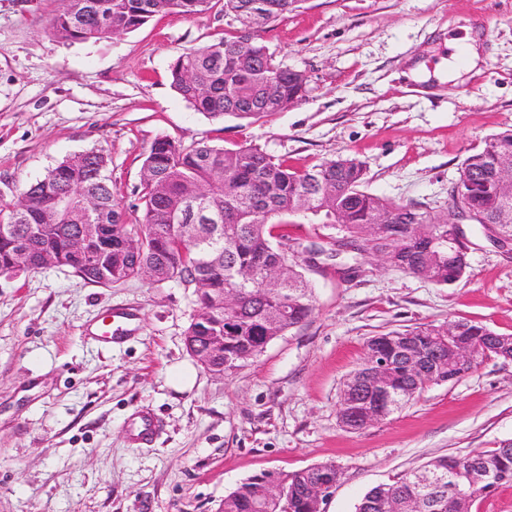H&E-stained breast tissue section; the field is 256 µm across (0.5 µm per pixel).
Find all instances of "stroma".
<instances>
[{
    "label": "stroma",
    "instance_id": "stroma-1",
    "mask_svg": "<svg viewBox=\"0 0 512 512\" xmlns=\"http://www.w3.org/2000/svg\"><path fill=\"white\" fill-rule=\"evenodd\" d=\"M62 0H0V197L10 200L62 159L111 158L128 223L152 143L252 144L295 168L361 161L365 188L432 213L464 158L512 128V0H298L260 29L277 63L305 73L302 101L260 119L213 120L171 87L181 53L238 33L214 0L206 14H159L100 41L62 43L48 22ZM482 35L480 73L427 93V77L466 28ZM466 275L436 285L380 258L319 256L304 267L312 317L228 375L188 352L197 307L177 283L109 287L67 268L0 275V512H219L247 478L331 461L341 471L324 512H355L372 487L443 455L512 440V360L489 358L455 383L429 385L402 411L352 431L337 418L343 384L368 337L466 319L512 335V254L477 224ZM133 323L95 340L107 310ZM192 370L187 386L176 370ZM157 423L134 443L135 416Z\"/></svg>",
    "mask_w": 512,
    "mask_h": 512
}]
</instances>
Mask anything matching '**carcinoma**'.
<instances>
[{
    "label": "carcinoma",
    "instance_id": "obj_1",
    "mask_svg": "<svg viewBox=\"0 0 512 512\" xmlns=\"http://www.w3.org/2000/svg\"><path fill=\"white\" fill-rule=\"evenodd\" d=\"M256 0H224L236 18L251 17ZM271 8L255 22L261 28L282 18L298 0H263ZM213 7V0H66L50 21V32L62 42H87L132 32L161 13L195 17ZM172 87L194 109L211 119L227 115L248 119L280 112L301 101L307 76L274 61L257 37L245 41L214 38L177 56L171 65ZM512 155V129L487 137L462 162L456 188L460 203L474 212L486 237L498 246L512 245V195L494 181L497 165ZM109 158L92 149L84 158H66L15 200L0 199V272L10 273L8 257L18 248L44 250L57 228L80 224L98 228L100 241L128 235L135 252L112 250L108 264L70 266L90 283L110 286L141 277L143 268L155 273L153 282L178 281L187 288L203 280L215 292L238 297L236 308L224 314V359L213 366L231 374L256 358L274 339L299 327L314 312V297L300 267L298 254L355 257L379 255L408 274L439 285L461 279L469 268L468 254L448 260V225L454 215H433L421 204H403L364 189L366 171L354 158L339 156L302 169L288 166L260 148H236L196 143L188 146L161 138L143 162L139 188L143 214L128 224L112 194ZM65 197L69 205L54 203ZM188 212L206 243L198 246L180 237L174 217ZM296 217L336 231L328 245L314 248L275 229ZM453 337H448V329ZM508 335H500L469 320L424 324L370 337L367 350L383 365L382 374L363 361L343 385L337 417L349 430L370 426L369 418L384 420L415 400L430 384L457 381L475 368L452 360L454 349L470 347L480 359L512 356ZM188 351L206 347L205 333L189 324ZM394 393L396 404H380L378 382ZM492 482L470 490L468 509L504 486H512V440L491 451L437 457L392 484L371 488L357 512H406L419 500L420 512H455L448 494V477L472 466ZM424 472L443 482L419 488ZM280 487L276 501L267 498V479ZM340 479L332 462L289 474L266 472L252 476L224 497V512H314L316 489Z\"/></svg>",
    "mask_w": 512,
    "mask_h": 512
}]
</instances>
